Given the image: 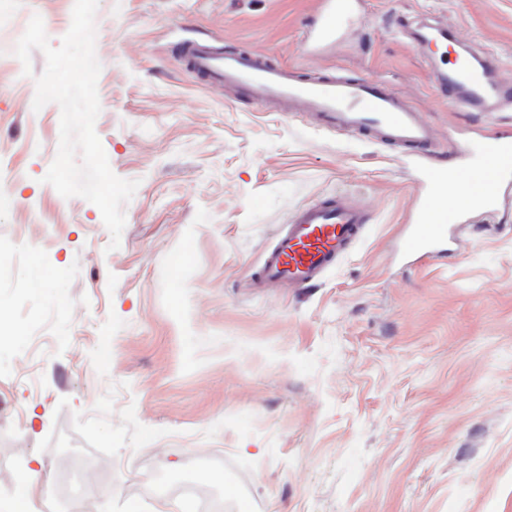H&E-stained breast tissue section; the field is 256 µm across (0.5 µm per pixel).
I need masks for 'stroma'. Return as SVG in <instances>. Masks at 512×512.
<instances>
[{
    "mask_svg": "<svg viewBox=\"0 0 512 512\" xmlns=\"http://www.w3.org/2000/svg\"><path fill=\"white\" fill-rule=\"evenodd\" d=\"M0 21V497L30 458L48 477L88 449L89 512H158L130 471L192 476L249 512H512V190L463 215L446 256L413 265L434 156L216 92L184 71L181 38L310 75L392 82L436 133V154L512 132L439 92L454 48L492 49L512 80V0H353L314 54L316 0H98L101 105L112 171L139 180L121 244L100 210L43 181L60 108L33 111L14 48L41 16L52 46L71 0H8ZM452 37L422 47L411 31ZM346 194L367 222L308 288L257 271L303 207Z\"/></svg>",
    "mask_w": 512,
    "mask_h": 512,
    "instance_id": "obj_1",
    "label": "stroma"
}]
</instances>
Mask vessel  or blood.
<instances>
[{
    "label": "vessel or blood",
    "instance_id": "vessel-or-blood-1",
    "mask_svg": "<svg viewBox=\"0 0 512 512\" xmlns=\"http://www.w3.org/2000/svg\"><path fill=\"white\" fill-rule=\"evenodd\" d=\"M350 7L349 0H318L312 42L334 40ZM178 58L186 72L219 92L231 88L258 101H276L289 111L312 113L323 124L366 132L377 142L426 150L434 141L409 98L378 80L329 73L302 77L261 55L227 54L205 40L181 43ZM440 87L472 112L512 107V84L496 79L478 53L456 54ZM424 181L416 222L402 240L404 254L416 261L442 247L464 212L492 207L503 189L512 186V136L489 137L478 167L456 163L446 170L430 168ZM452 195L460 197V204L449 205ZM364 224V214L342 197L303 208L266 252L261 283L312 286L358 238Z\"/></svg>",
    "mask_w": 512,
    "mask_h": 512
}]
</instances>
